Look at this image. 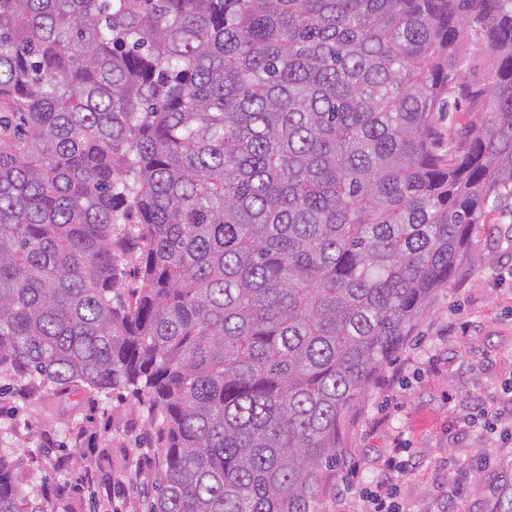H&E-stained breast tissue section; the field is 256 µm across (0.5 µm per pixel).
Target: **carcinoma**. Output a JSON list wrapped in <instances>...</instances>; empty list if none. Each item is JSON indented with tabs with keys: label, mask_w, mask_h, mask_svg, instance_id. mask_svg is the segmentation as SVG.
<instances>
[{
	"label": "carcinoma",
	"mask_w": 512,
	"mask_h": 512,
	"mask_svg": "<svg viewBox=\"0 0 512 512\" xmlns=\"http://www.w3.org/2000/svg\"><path fill=\"white\" fill-rule=\"evenodd\" d=\"M508 197L512 0H0V374L145 397L149 512H315ZM0 512H56L4 448Z\"/></svg>",
	"instance_id": "1"
}]
</instances>
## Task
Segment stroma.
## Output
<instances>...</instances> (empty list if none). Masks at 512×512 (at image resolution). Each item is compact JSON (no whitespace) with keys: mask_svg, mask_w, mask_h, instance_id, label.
Wrapping results in <instances>:
<instances>
[{"mask_svg":"<svg viewBox=\"0 0 512 512\" xmlns=\"http://www.w3.org/2000/svg\"><path fill=\"white\" fill-rule=\"evenodd\" d=\"M512 379V199L487 207L462 265L400 349L371 375L336 427L319 471L317 512H359L388 485L399 512H504L512 447L461 420L497 404ZM0 445L38 498L69 512H147L161 472L158 425L144 398L69 388L0 391ZM105 478L92 483L88 475Z\"/></svg>","mask_w":512,"mask_h":512,"instance_id":"stroma-1","label":"stroma"}]
</instances>
